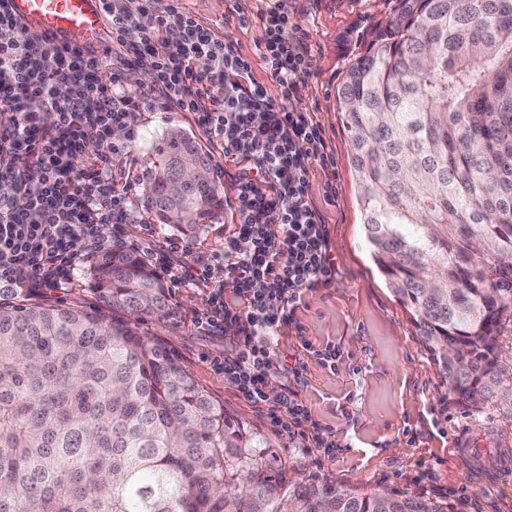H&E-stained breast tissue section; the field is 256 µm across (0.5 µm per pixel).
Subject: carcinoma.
I'll use <instances>...</instances> for the list:
<instances>
[{
  "mask_svg": "<svg viewBox=\"0 0 512 512\" xmlns=\"http://www.w3.org/2000/svg\"><path fill=\"white\" fill-rule=\"evenodd\" d=\"M338 102L367 241L456 403L512 392V0H396ZM206 150L167 130L147 177L157 223L189 239L221 185L183 186ZM96 305L0 302V512H458L397 492L303 481L142 325L164 281L120 241L96 255Z\"/></svg>",
  "mask_w": 512,
  "mask_h": 512,
  "instance_id": "obj_1",
  "label": "carcinoma"
}]
</instances>
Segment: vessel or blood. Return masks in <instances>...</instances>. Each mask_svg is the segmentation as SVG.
<instances>
[{
  "label": "vessel or blood",
  "instance_id": "b4317fda",
  "mask_svg": "<svg viewBox=\"0 0 512 512\" xmlns=\"http://www.w3.org/2000/svg\"><path fill=\"white\" fill-rule=\"evenodd\" d=\"M5 8L30 33L60 48L82 52L112 44L104 0H5Z\"/></svg>",
  "mask_w": 512,
  "mask_h": 512
}]
</instances>
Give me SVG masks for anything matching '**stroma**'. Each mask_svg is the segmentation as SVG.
<instances>
[{
	"mask_svg": "<svg viewBox=\"0 0 512 512\" xmlns=\"http://www.w3.org/2000/svg\"><path fill=\"white\" fill-rule=\"evenodd\" d=\"M217 40L246 57L254 79L272 97V80L258 42L266 7L299 24L311 61L294 101L324 132L333 169L311 174L310 198L326 225L336 277L331 286L304 291L289 325L281 327L271 353L274 365L296 364L282 376L307 407L311 420L294 436L273 425L267 410L243 399L209 356L223 354L229 340L203 336L193 327L206 310L201 285L170 286L172 310L147 330L177 354L181 365L226 412L275 445L288 472L303 479L330 480L365 492L393 491L452 501L461 512H512V408L497 401L479 414L459 408L399 302L373 263L357 202L352 147L338 102V88L365 38L395 6V0H181ZM251 23L243 27L239 15ZM177 126L211 154L224 205L194 239L201 254L222 250L233 229V175L217 139L204 132L193 113L148 107L138 114L135 134H123L126 151L112 175L127 192L132 223L120 237L144 256L159 252L172 228L158 224L145 203L144 173L166 130ZM334 192H326V184ZM336 346L340 357L328 367L316 353ZM332 432L336 445L317 447L314 428Z\"/></svg>",
	"mask_w": 512,
	"mask_h": 512,
	"instance_id": "1",
	"label": "stroma"
}]
</instances>
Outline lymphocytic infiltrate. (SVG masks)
I'll return each instance as SVG.
<instances>
[{
  "label": "lymphocytic infiltrate",
  "instance_id": "f902f5d3",
  "mask_svg": "<svg viewBox=\"0 0 512 512\" xmlns=\"http://www.w3.org/2000/svg\"><path fill=\"white\" fill-rule=\"evenodd\" d=\"M150 3L106 0L113 50L133 51L153 74L154 104L194 113L237 169V227L223 251L196 255L189 243L173 240L158 265L170 281L209 284V308L195 328L211 336L226 323L237 326L230 353L213 358L214 369L244 399L267 406L272 422L290 435L309 413L287 388L272 385L274 337L290 324L304 290L330 285L336 275L326 226L309 195L311 168L329 164L324 136L309 113L292 106L309 72L299 27L274 12L265 20L261 53L280 88L275 99L253 80L247 58L175 2L143 26ZM0 29L12 33L0 40V294L47 297L72 284L82 266L75 241L111 245L114 227L131 220L129 197L112 177L125 152L112 130L134 125L138 106L120 72L107 71L101 57L58 48L1 7ZM48 56L50 69L43 66ZM62 85L63 98L55 93ZM92 142L101 150L91 157ZM19 155L38 168L37 181L15 167ZM19 194L28 209L15 207ZM171 253L186 263H169ZM215 262L223 263L224 280L213 285ZM274 298L280 308H271Z\"/></svg>",
  "mask_w": 512,
  "mask_h": 512
}]
</instances>
